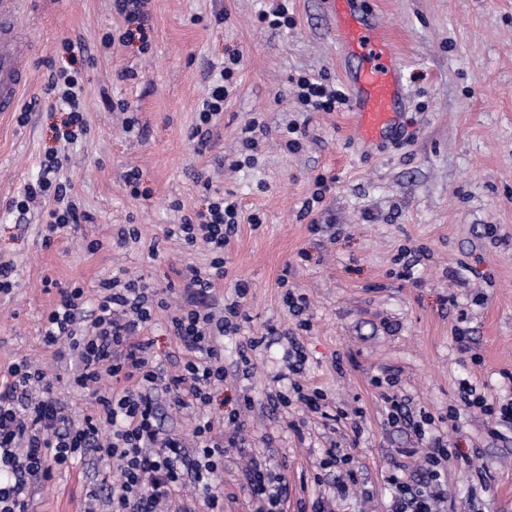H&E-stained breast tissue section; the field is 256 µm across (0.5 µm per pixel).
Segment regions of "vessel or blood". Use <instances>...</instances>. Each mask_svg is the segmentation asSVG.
<instances>
[{"instance_id":"b4317fda","label":"vessel or blood","mask_w":512,"mask_h":512,"mask_svg":"<svg viewBox=\"0 0 512 512\" xmlns=\"http://www.w3.org/2000/svg\"><path fill=\"white\" fill-rule=\"evenodd\" d=\"M22 0H0V112L22 106L29 79L27 62L32 48L23 45L17 19ZM336 33L345 54L359 59L346 82L355 132L360 140L374 143L398 125L396 102L403 95L401 65L394 46L380 23L364 20L354 0H336Z\"/></svg>"}]
</instances>
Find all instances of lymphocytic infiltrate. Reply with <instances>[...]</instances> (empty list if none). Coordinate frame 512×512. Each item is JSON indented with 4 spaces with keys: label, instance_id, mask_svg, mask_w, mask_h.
<instances>
[{
    "label": "lymphocytic infiltrate",
    "instance_id": "f902f5d3",
    "mask_svg": "<svg viewBox=\"0 0 512 512\" xmlns=\"http://www.w3.org/2000/svg\"><path fill=\"white\" fill-rule=\"evenodd\" d=\"M239 63L238 54H229L198 107V121L189 133L197 152L211 145L213 127L224 112L230 79ZM296 86L302 105L323 112L335 111L347 101L344 92L322 80L304 76ZM46 93L70 109L58 138L77 141L87 131L78 75L66 70L52 74ZM67 162V156L50 151L38 178L25 185L10 209L22 213L31 203L51 199L55 206L47 212L48 231L78 223L81 215L74 203L66 202L68 186L59 178ZM240 217L234 195L216 190L207 195L204 210L183 216L178 226L186 245L204 244L216 256L210 271L190 266L182 275L184 303L169 317V328L183 354L177 374H167L154 362L153 342L141 336L156 310L168 307L155 282L121 272L103 281L91 301L83 288L60 289L59 300L44 323L43 342L48 347L64 344L75 357L73 382L93 398L96 411L74 421L56 397L47 373L31 369L24 358L9 366L6 379L0 381V468L10 476L8 483L0 485V512H30L31 488L49 481L53 470L68 466L89 450L109 462L118 476L104 494L90 493L92 506L87 512H96L94 504L99 500L112 512H195L183 497L190 485L206 492L210 512H223L224 499L213 493L212 477L226 449L241 442L246 427L241 410L251 407L252 400L244 398L241 408L228 412V428L221 433L206 410L214 401L215 385L227 375L223 337L238 332L243 315L240 299L248 287L237 284L236 301L225 305L220 317L209 299L216 281L224 277L222 252ZM163 392L171 395L178 408L195 412L191 437L163 428L156 408ZM383 400L388 424L403 425L428 443L419 481H412L406 464L417 454L415 449H400L398 459L392 460L385 477L392 489L391 512H438L448 500L444 470L456 452L435 434L431 417L413 416L405 398L393 393ZM242 476L260 503L259 512H285V469H272L255 458Z\"/></svg>",
    "mask_w": 512,
    "mask_h": 512
}]
</instances>
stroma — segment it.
<instances>
[{"mask_svg":"<svg viewBox=\"0 0 512 512\" xmlns=\"http://www.w3.org/2000/svg\"><path fill=\"white\" fill-rule=\"evenodd\" d=\"M269 4L149 0L145 36L128 43L112 0H37L26 8L18 24L36 47L24 95L31 108L0 114V261L15 268L11 290L0 292V378L28 357L60 374L56 395L75 417L94 413L92 398L70 383L75 361L57 359L42 342L57 291L78 286L94 298L119 270L162 286L180 283L189 266L209 271L211 251L170 234L182 215L202 208L201 174L242 207L224 250L216 312L235 300L237 281L248 285L250 320L224 338L228 377L207 410L218 418L242 397L253 401L243 444L225 454L213 486L229 497L224 512H254L240 476L249 455L287 464L288 512L331 498L336 471L320 461L333 443L363 472L362 483L333 500L334 512H389L384 476L397 449L416 440L384 423L372 379L386 370L397 376L394 393L412 412L439 418L441 435L459 452L445 473L452 501L443 512H512V426L488 435V417L466 406L460 389L467 382L477 393L512 398V0H367L366 11L394 39L406 91L398 132L378 147L354 136L349 107L306 109L295 96L299 77L341 87L357 64L339 47L330 0H288L292 23L279 30L262 20ZM68 40L80 50L65 52ZM232 52L240 55L234 89L213 146L200 154L189 138L197 104ZM52 67L78 72L83 85L87 133L70 145L54 139L67 114L44 92ZM254 118L269 133L243 166L241 138ZM291 126L304 133L296 151L286 146ZM54 146L70 154L60 178L93 219L64 225L47 246L45 204L22 216L6 203L37 177ZM132 170L144 189L137 196L125 185ZM320 178L326 191L317 189ZM124 224L137 225L141 238L113 246ZM410 250L420 255L411 282L399 276ZM291 295L305 298L304 310L289 308ZM286 330L304 355L292 382L282 378ZM248 336L262 343L245 365L239 350ZM296 382L322 390L326 415L293 398ZM275 390L292 399L274 413L267 395ZM452 406L458 416L450 422ZM357 409L358 437L349 421L333 419ZM291 420L304 421L302 433L288 428ZM476 450L491 480L473 502L465 459ZM106 471L95 454L75 459L36 486L34 512H83L86 492Z\"/></svg>","mask_w":512,"mask_h":512,"instance_id":"obj_1","label":"stroma"}]
</instances>
